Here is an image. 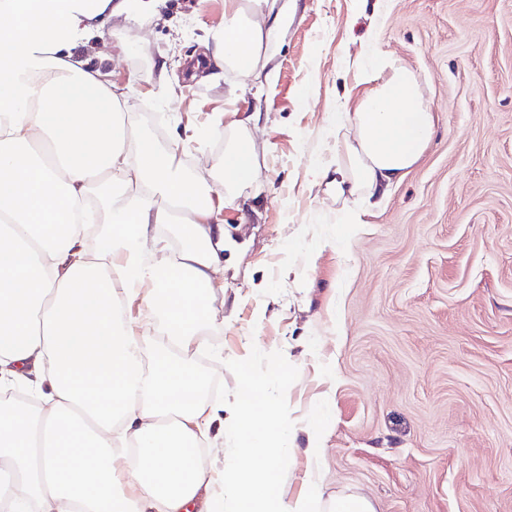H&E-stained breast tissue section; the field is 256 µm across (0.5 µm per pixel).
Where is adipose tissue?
<instances>
[{
  "mask_svg": "<svg viewBox=\"0 0 512 512\" xmlns=\"http://www.w3.org/2000/svg\"><path fill=\"white\" fill-rule=\"evenodd\" d=\"M126 10L125 0H0V512H373L355 494L323 502L312 471L306 493L287 499L291 424L269 396L283 365L242 371L230 407L202 395L191 356L224 287L212 200L257 189L267 144L260 113L234 119L202 175L141 135L123 110L130 85L78 57ZM289 10L288 0H247L225 12L215 65L262 91ZM371 68L373 86L336 123L342 160L312 169L350 228L358 199L401 183L434 128L414 70L382 52ZM103 173L117 188L83 213ZM176 222L181 247L159 256L153 231ZM135 302L144 323L127 312ZM220 412L240 446L215 486L199 444ZM126 476L133 492L119 487Z\"/></svg>",
  "mask_w": 512,
  "mask_h": 512,
  "instance_id": "ef3b65f1",
  "label": "adipose tissue"
}]
</instances>
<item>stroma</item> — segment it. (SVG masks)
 <instances>
[{
	"instance_id": "obj_1",
	"label": "stroma",
	"mask_w": 512,
	"mask_h": 512,
	"mask_svg": "<svg viewBox=\"0 0 512 512\" xmlns=\"http://www.w3.org/2000/svg\"><path fill=\"white\" fill-rule=\"evenodd\" d=\"M226 0L131 5L86 50L126 82L129 117L183 168L220 156L227 113L263 115L270 143L256 211L233 207L218 322L193 362L206 398L232 404L240 366L267 374L297 430L288 499L303 490L305 428L327 420L324 499L355 493L374 512H512V0H295L274 40V82L189 67L224 24ZM419 75L431 142L343 237L339 203L309 176L336 158V118L368 86L375 52ZM167 63L178 78L157 84Z\"/></svg>"
}]
</instances>
